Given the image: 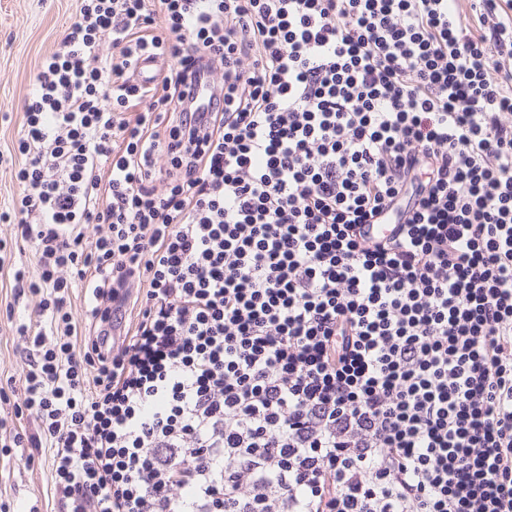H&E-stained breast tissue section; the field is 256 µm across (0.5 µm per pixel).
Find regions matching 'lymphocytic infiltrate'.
<instances>
[{
    "instance_id": "lymphocytic-infiltrate-1",
    "label": "lymphocytic infiltrate",
    "mask_w": 512,
    "mask_h": 512,
    "mask_svg": "<svg viewBox=\"0 0 512 512\" xmlns=\"http://www.w3.org/2000/svg\"><path fill=\"white\" fill-rule=\"evenodd\" d=\"M471 8L79 0L0 214L58 512H512V0Z\"/></svg>"
}]
</instances>
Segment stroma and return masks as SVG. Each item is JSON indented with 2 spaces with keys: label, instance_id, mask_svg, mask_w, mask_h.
I'll list each match as a JSON object with an SVG mask.
<instances>
[{
  "label": "stroma",
  "instance_id": "obj_1",
  "mask_svg": "<svg viewBox=\"0 0 512 512\" xmlns=\"http://www.w3.org/2000/svg\"><path fill=\"white\" fill-rule=\"evenodd\" d=\"M76 8V0H0V154L11 149L22 125V104L41 58L52 50ZM33 304L31 298L15 296L8 280L0 277V418L14 419L23 409L11 384L23 359L5 323L26 317ZM52 455L49 448L0 449V506L5 512L33 507L55 512Z\"/></svg>",
  "mask_w": 512,
  "mask_h": 512
}]
</instances>
